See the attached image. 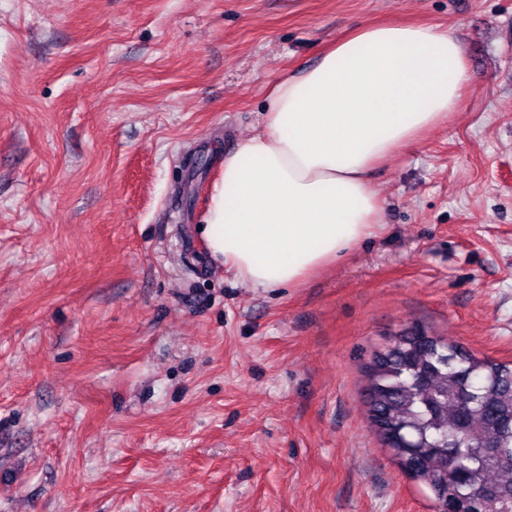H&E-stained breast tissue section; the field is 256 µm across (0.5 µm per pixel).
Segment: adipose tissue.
<instances>
[{
    "label": "adipose tissue",
    "instance_id": "adipose-tissue-1",
    "mask_svg": "<svg viewBox=\"0 0 512 512\" xmlns=\"http://www.w3.org/2000/svg\"><path fill=\"white\" fill-rule=\"evenodd\" d=\"M469 81L448 30L358 26L277 80L260 132L225 153L202 235L254 288L294 287L382 224L372 171L447 120Z\"/></svg>",
    "mask_w": 512,
    "mask_h": 512
}]
</instances>
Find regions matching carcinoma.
<instances>
[{
	"label": "carcinoma",
	"mask_w": 512,
	"mask_h": 512,
	"mask_svg": "<svg viewBox=\"0 0 512 512\" xmlns=\"http://www.w3.org/2000/svg\"><path fill=\"white\" fill-rule=\"evenodd\" d=\"M365 374L370 425L435 507L512 512V363L415 326L374 352ZM387 425L420 447H389Z\"/></svg>",
	"instance_id": "cac0c4a2"
}]
</instances>
